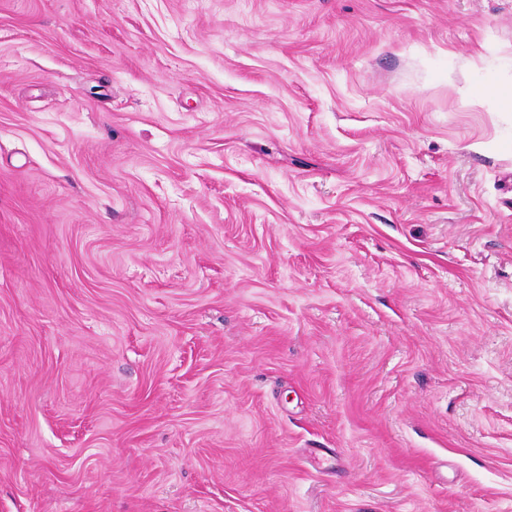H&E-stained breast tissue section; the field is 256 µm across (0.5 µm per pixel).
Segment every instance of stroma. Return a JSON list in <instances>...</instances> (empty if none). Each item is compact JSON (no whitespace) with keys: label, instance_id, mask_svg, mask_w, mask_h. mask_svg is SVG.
Returning <instances> with one entry per match:
<instances>
[{"label":"stroma","instance_id":"stroma-1","mask_svg":"<svg viewBox=\"0 0 512 512\" xmlns=\"http://www.w3.org/2000/svg\"><path fill=\"white\" fill-rule=\"evenodd\" d=\"M512 0H0V512H512Z\"/></svg>","mask_w":512,"mask_h":512}]
</instances>
